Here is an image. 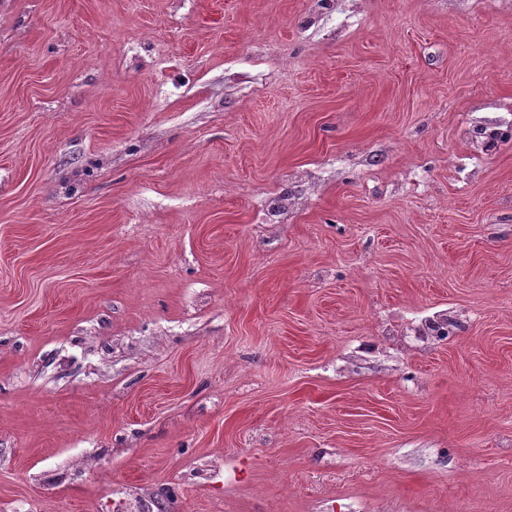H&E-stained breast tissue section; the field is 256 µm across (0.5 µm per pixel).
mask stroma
Returning a JSON list of instances; mask_svg holds the SVG:
<instances>
[{"mask_svg": "<svg viewBox=\"0 0 512 512\" xmlns=\"http://www.w3.org/2000/svg\"><path fill=\"white\" fill-rule=\"evenodd\" d=\"M507 124L512 0H0V512H512Z\"/></svg>", "mask_w": 512, "mask_h": 512, "instance_id": "obj_1", "label": "stroma"}]
</instances>
